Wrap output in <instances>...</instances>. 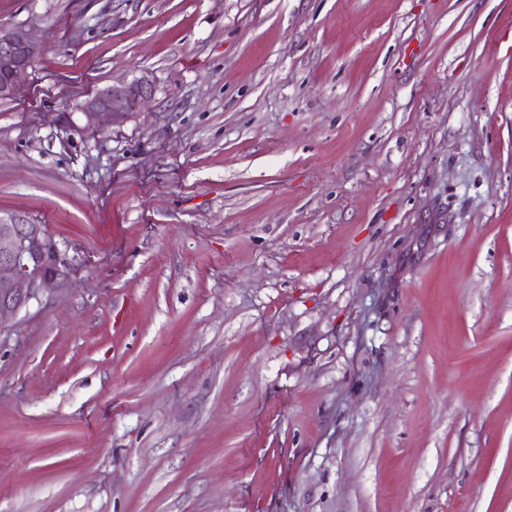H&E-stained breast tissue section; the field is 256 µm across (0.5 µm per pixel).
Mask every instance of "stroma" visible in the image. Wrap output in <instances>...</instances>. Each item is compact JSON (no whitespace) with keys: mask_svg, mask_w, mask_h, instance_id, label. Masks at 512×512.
Segmentation results:
<instances>
[{"mask_svg":"<svg viewBox=\"0 0 512 512\" xmlns=\"http://www.w3.org/2000/svg\"><path fill=\"white\" fill-rule=\"evenodd\" d=\"M0 25V215L82 263L0 339V512H512V0ZM37 46L23 27L0 26V100L12 99L32 68ZM155 86L148 74L132 81H118L96 91L81 105L80 111L89 119L122 118L140 109L151 100Z\"/></svg>","mask_w":512,"mask_h":512,"instance_id":"35a3bbf8","label":"stroma"}]
</instances>
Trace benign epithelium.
I'll return each instance as SVG.
<instances>
[{
	"label": "benign epithelium",
	"instance_id": "7a95c632",
	"mask_svg": "<svg viewBox=\"0 0 512 512\" xmlns=\"http://www.w3.org/2000/svg\"><path fill=\"white\" fill-rule=\"evenodd\" d=\"M36 54L37 46L24 28L0 26V100L15 96ZM154 91L153 79L143 74L96 91L80 111L90 120L122 118L140 111ZM79 270L71 247L50 236L45 225L0 217V337L30 303L66 290Z\"/></svg>",
	"mask_w": 512,
	"mask_h": 512
}]
</instances>
